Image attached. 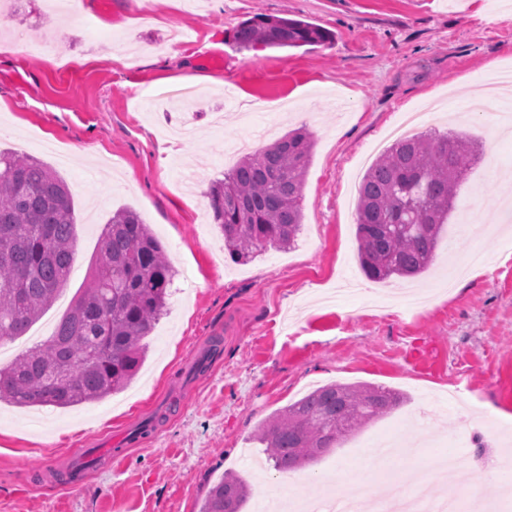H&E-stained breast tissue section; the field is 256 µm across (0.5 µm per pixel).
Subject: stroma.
<instances>
[{
    "instance_id": "stroma-1",
    "label": "stroma",
    "mask_w": 512,
    "mask_h": 512,
    "mask_svg": "<svg viewBox=\"0 0 512 512\" xmlns=\"http://www.w3.org/2000/svg\"><path fill=\"white\" fill-rule=\"evenodd\" d=\"M0 25V150L41 160L67 183L76 257L61 295L90 279L114 211H137L177 275L168 311L121 392L70 408L0 402V512H199L233 473L251 494L300 499L338 476L352 493L367 448L418 436L410 461L435 451L482 459L512 444V212L499 180L512 135L498 125L512 94L483 76L512 66V0H9ZM310 21L328 46L239 49L255 14ZM28 51L13 52L19 42ZM195 89L192 133L165 129L171 86ZM427 132L469 134L484 149L448 218L431 269L400 283L366 278L355 205L401 112L427 110ZM301 128L314 147L294 247L231 260L206 192L255 141ZM485 263L457 277L471 250ZM64 302V304H65ZM64 304L45 319L59 321ZM220 339L204 374L190 369ZM381 385L405 401L268 488L257 439L274 413L329 383ZM147 433H140V426ZM95 457L78 483L54 472Z\"/></svg>"
}]
</instances>
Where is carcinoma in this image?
<instances>
[{
  "instance_id": "cac0c4a2",
  "label": "carcinoma",
  "mask_w": 512,
  "mask_h": 512,
  "mask_svg": "<svg viewBox=\"0 0 512 512\" xmlns=\"http://www.w3.org/2000/svg\"><path fill=\"white\" fill-rule=\"evenodd\" d=\"M332 34L301 19L255 16L235 30L241 49L325 45ZM312 139L292 131L244 157L208 196L224 247L248 262L291 247L302 229ZM480 159L465 134L394 142L363 177L356 234L361 268L372 281L413 277L432 262L459 191ZM75 208L63 179L38 159L0 151V340L25 333L54 303L74 262ZM174 270L159 239L132 209L104 229L92 277L46 341L0 367V400L17 407L69 408L123 389L139 366L142 341L166 314ZM219 340L196 361L205 373ZM380 386L327 384L276 412L260 428L271 468L298 469L338 440L399 406ZM249 495L238 476L212 485L199 512H240Z\"/></svg>"
}]
</instances>
